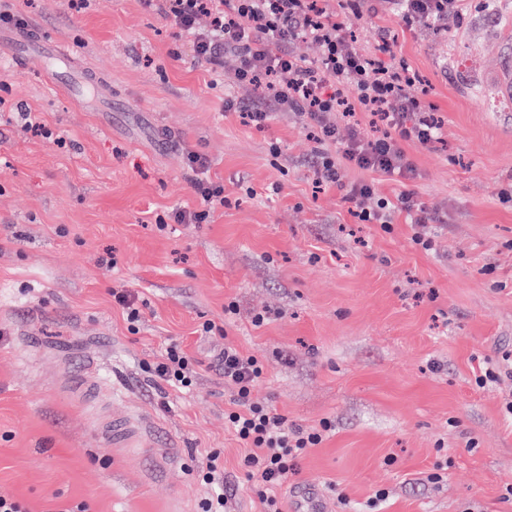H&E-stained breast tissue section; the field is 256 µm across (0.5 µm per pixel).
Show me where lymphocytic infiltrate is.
<instances>
[{
    "mask_svg": "<svg viewBox=\"0 0 512 512\" xmlns=\"http://www.w3.org/2000/svg\"><path fill=\"white\" fill-rule=\"evenodd\" d=\"M408 24L435 27L441 19L461 17L463 0H386ZM162 13L176 31L193 37L196 56L209 64L232 55L236 66L230 83L264 82L265 91L246 110L234 98L224 100L225 110H239L245 123L264 125L275 112L294 111L308 120L318 144L336 145L338 156L320 153L313 168L316 189L338 186L339 162L375 172L393 180L411 178L414 167L403 145L425 148L443 141L444 121L425 95L413 94L419 77L407 64H389L382 57L389 33H378L377 50L365 52L354 37L344 35L346 22L360 16L358 0H162ZM206 28H199L201 17ZM308 39L319 48L316 60L298 57L291 45ZM344 113L345 129L332 116ZM376 199L377 206L364 203ZM344 201L354 205V215L367 224H388L394 211L410 216L416 228L414 241L430 249V218L413 192L395 199L376 198L373 183L346 188ZM233 389L234 408L226 415L229 428L248 450L242 467L264 512H284L281 487L299 473V462L319 445L330 423L302 429L254 396L264 375L262 360L234 345H225L214 362ZM154 380L187 388L196 376V361L180 344L166 349L163 362L147 365Z\"/></svg>",
    "mask_w": 512,
    "mask_h": 512,
    "instance_id": "lymphocytic-infiltrate-1",
    "label": "lymphocytic infiltrate"
}]
</instances>
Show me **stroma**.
Returning a JSON list of instances; mask_svg holds the SVG:
<instances>
[{
    "mask_svg": "<svg viewBox=\"0 0 512 512\" xmlns=\"http://www.w3.org/2000/svg\"><path fill=\"white\" fill-rule=\"evenodd\" d=\"M7 4L70 46L91 93L18 65L8 44L22 29L0 27V493L28 512H198L196 468L217 450L230 512H263L224 422L231 392L208 365L229 342L264 358L257 398L289 422L332 424L282 487L287 512L310 498L366 512L380 488L378 512H512V377L475 383L512 350V207L497 196L512 184V108L487 83L512 44V0H467L463 24L441 30L383 9L345 29L368 50L388 30L386 60L418 73L444 120L442 144L407 146L410 180L339 169L383 198L415 192L434 219L428 251L406 213L363 224L341 191L315 189L322 148L298 113L259 129L225 111L260 88L225 85L233 59L196 60L142 0ZM25 112L51 137L33 136ZM190 151L224 202L207 223L175 224L173 211L202 207ZM108 250L115 265L99 264ZM116 288L139 305L137 332ZM207 320L218 332L204 338ZM173 341L204 361L191 390L142 371ZM116 418L134 422L133 443L108 439ZM442 460V482H428Z\"/></svg>",
    "mask_w": 512,
    "mask_h": 512,
    "instance_id": "35a3bbf8",
    "label": "stroma"
}]
</instances>
